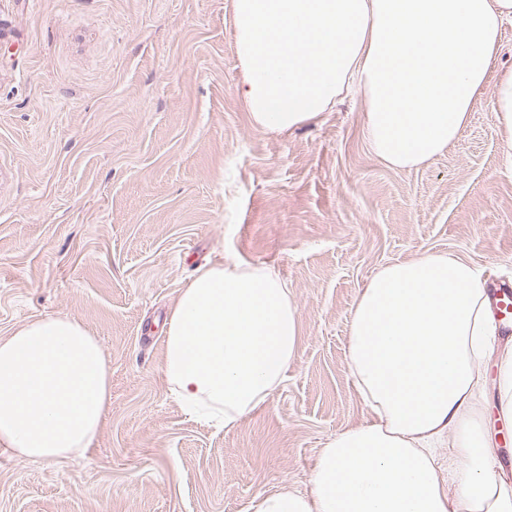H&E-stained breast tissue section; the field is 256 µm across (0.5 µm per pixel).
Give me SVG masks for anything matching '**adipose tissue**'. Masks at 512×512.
I'll use <instances>...</instances> for the list:
<instances>
[{
    "instance_id": "adipose-tissue-1",
    "label": "adipose tissue",
    "mask_w": 512,
    "mask_h": 512,
    "mask_svg": "<svg viewBox=\"0 0 512 512\" xmlns=\"http://www.w3.org/2000/svg\"><path fill=\"white\" fill-rule=\"evenodd\" d=\"M509 19L512 0H234L238 95L256 128L283 132L317 121L342 92L359 94L373 151L407 169L454 143L489 89L512 144V69L492 70ZM492 329L470 261L424 252L381 266L349 329L372 422L321 449L310 493L261 495L253 512H512L479 398ZM299 334L271 268L228 259L197 269L165 323L170 394L189 415L235 428L283 382ZM111 393L101 345L70 318L0 338V446L20 461L93 447Z\"/></svg>"
}]
</instances>
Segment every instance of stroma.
<instances>
[{
    "instance_id": "35a3bbf8",
    "label": "stroma",
    "mask_w": 512,
    "mask_h": 512,
    "mask_svg": "<svg viewBox=\"0 0 512 512\" xmlns=\"http://www.w3.org/2000/svg\"><path fill=\"white\" fill-rule=\"evenodd\" d=\"M233 42V0H0V338L74 319L112 382L84 455L0 448V512H252L310 492L320 449L371 419L348 333L377 269L448 252L512 283V147L491 92L443 153L395 169L354 94L256 129ZM225 258L287 283L300 336L268 402L218 431L182 413L162 363L190 274Z\"/></svg>"
}]
</instances>
